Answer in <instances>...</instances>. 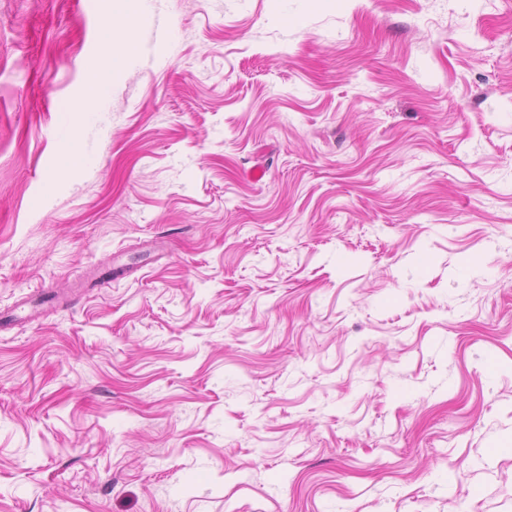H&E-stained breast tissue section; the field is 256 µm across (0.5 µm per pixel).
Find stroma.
Listing matches in <instances>:
<instances>
[{"instance_id":"1","label":"stroma","mask_w":512,"mask_h":512,"mask_svg":"<svg viewBox=\"0 0 512 512\" xmlns=\"http://www.w3.org/2000/svg\"><path fill=\"white\" fill-rule=\"evenodd\" d=\"M135 10L0 0V512H512V0Z\"/></svg>"}]
</instances>
